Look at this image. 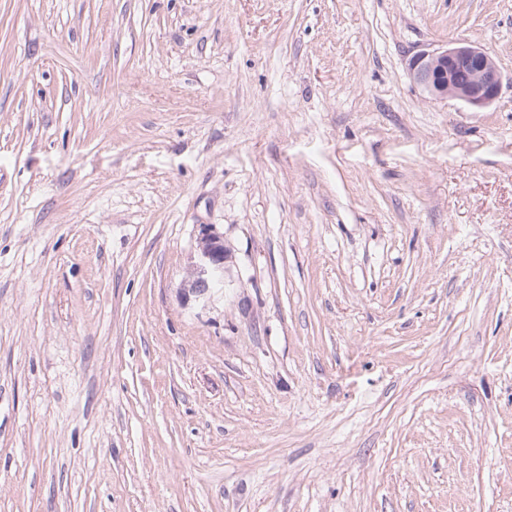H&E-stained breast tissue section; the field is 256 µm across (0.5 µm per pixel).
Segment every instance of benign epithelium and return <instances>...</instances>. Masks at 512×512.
Listing matches in <instances>:
<instances>
[{
    "instance_id": "benign-epithelium-1",
    "label": "benign epithelium",
    "mask_w": 512,
    "mask_h": 512,
    "mask_svg": "<svg viewBox=\"0 0 512 512\" xmlns=\"http://www.w3.org/2000/svg\"><path fill=\"white\" fill-rule=\"evenodd\" d=\"M416 85L435 100L454 99L470 107L494 103L502 90V74L495 59L474 41L451 42L423 50L409 64ZM200 260L191 292L207 294L211 283L224 278L223 236L210 224L199 225Z\"/></svg>"
}]
</instances>
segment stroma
Masks as SVG:
<instances>
[{"instance_id":"35a3bbf8","label":"stroma","mask_w":512,"mask_h":512,"mask_svg":"<svg viewBox=\"0 0 512 512\" xmlns=\"http://www.w3.org/2000/svg\"><path fill=\"white\" fill-rule=\"evenodd\" d=\"M0 512H512V0H0ZM409 70L414 83L435 100L450 98L483 108L502 90L497 62L474 41L423 50L411 59ZM200 260L197 278L192 284L191 292L196 297L207 294L214 281L224 278V242L223 236L213 230L212 225H199Z\"/></svg>"}]
</instances>
